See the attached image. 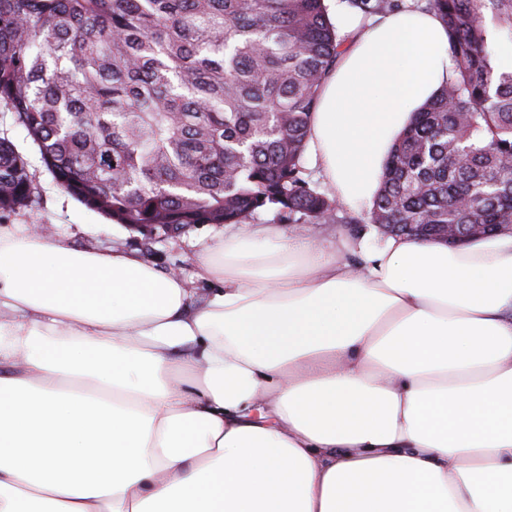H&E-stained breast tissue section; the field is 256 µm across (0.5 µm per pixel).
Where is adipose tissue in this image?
<instances>
[{
  "label": "adipose tissue",
  "instance_id": "ef3b65f1",
  "mask_svg": "<svg viewBox=\"0 0 512 512\" xmlns=\"http://www.w3.org/2000/svg\"><path fill=\"white\" fill-rule=\"evenodd\" d=\"M356 27L310 146L363 211L452 63L434 14ZM350 250L244 228L197 255L194 304L0 228V512H512V234Z\"/></svg>",
  "mask_w": 512,
  "mask_h": 512
}]
</instances>
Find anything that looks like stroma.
Returning <instances> with one entry per match:
<instances>
[{"label":"stroma","instance_id":"1","mask_svg":"<svg viewBox=\"0 0 512 512\" xmlns=\"http://www.w3.org/2000/svg\"><path fill=\"white\" fill-rule=\"evenodd\" d=\"M0 138L12 142L27 160L35 186L27 205L0 211V226L38 224L45 234L60 238L80 251L107 253L120 249L160 271L179 275L191 292L192 302H200L208 294V284L196 275L195 257L223 240L224 225L194 224L169 234L115 223L82 204L57 183L26 130L1 105Z\"/></svg>","mask_w":512,"mask_h":512}]
</instances>
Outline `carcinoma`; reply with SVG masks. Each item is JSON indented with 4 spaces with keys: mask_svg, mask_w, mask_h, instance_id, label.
I'll list each match as a JSON object with an SVG mask.
<instances>
[{
    "mask_svg": "<svg viewBox=\"0 0 512 512\" xmlns=\"http://www.w3.org/2000/svg\"><path fill=\"white\" fill-rule=\"evenodd\" d=\"M371 16L403 0H343ZM448 31V82L391 148L371 209L304 178L321 81L345 40L325 0H0V104L57 182L117 224L288 222L336 214L447 240L512 224V0H419ZM491 13L487 25L485 13ZM0 139V211L29 202Z\"/></svg>",
    "mask_w": 512,
    "mask_h": 512,
    "instance_id": "obj_1",
    "label": "carcinoma"
}]
</instances>
